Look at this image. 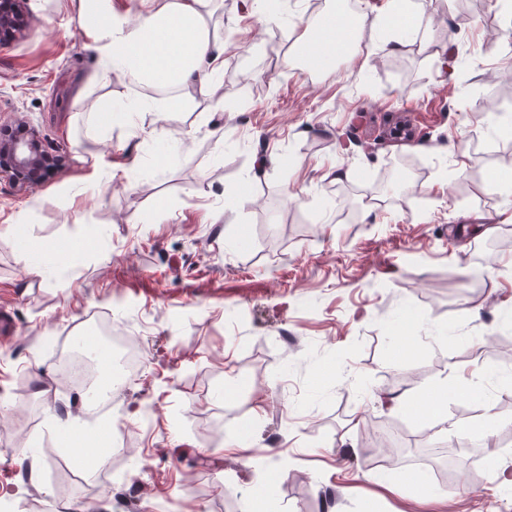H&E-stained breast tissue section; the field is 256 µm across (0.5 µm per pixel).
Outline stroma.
<instances>
[{"instance_id": "1", "label": "stroma", "mask_w": 512, "mask_h": 512, "mask_svg": "<svg viewBox=\"0 0 512 512\" xmlns=\"http://www.w3.org/2000/svg\"><path fill=\"white\" fill-rule=\"evenodd\" d=\"M333 0H283L285 23L212 0L227 45L215 97L185 96L99 127L92 107L142 95L65 21L27 0L0 44V128H36L62 170L32 192L0 180V503L10 512H512V0H351L359 50L303 70L297 37ZM87 85L86 103L72 91ZM409 121L414 141L385 131ZM106 165L84 176L88 149ZM126 168L112 177L111 166ZM384 196L378 212L367 198ZM494 225L493 234L481 231ZM28 245L43 279L18 258ZM138 341L142 363L111 412L107 463L60 446L82 398L59 375L94 322ZM449 388V423L491 401L498 459L389 409L388 393ZM235 451H228V444ZM455 460V489L441 487ZM432 485L421 493L417 480Z\"/></svg>"}]
</instances>
